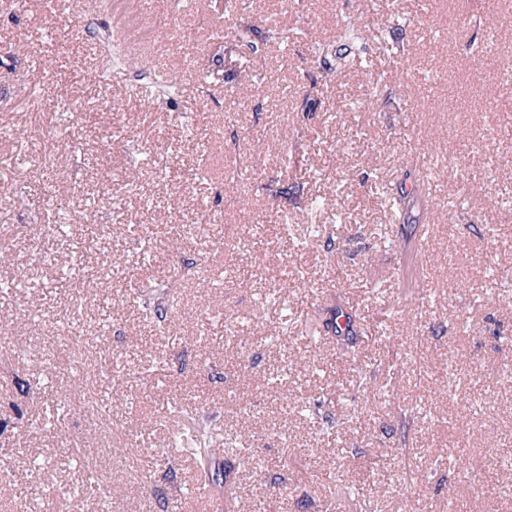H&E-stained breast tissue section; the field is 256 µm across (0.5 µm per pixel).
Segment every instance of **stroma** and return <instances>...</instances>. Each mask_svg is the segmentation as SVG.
I'll return each mask as SVG.
<instances>
[{
    "mask_svg": "<svg viewBox=\"0 0 512 512\" xmlns=\"http://www.w3.org/2000/svg\"><path fill=\"white\" fill-rule=\"evenodd\" d=\"M248 3L160 0L157 33L143 0H0V279L15 284L0 292V512H65L83 467L104 482L85 512H218L165 439L175 399L212 415L225 457L264 459H241L235 512H512V278L497 276L512 270V112L495 107L512 98V0ZM343 13L373 66L321 84L313 45L339 46ZM239 24L305 36L268 41L252 68L215 61ZM109 47L125 65L103 85ZM160 67L181 96L137 97ZM131 140L148 166L130 167ZM379 182L410 196L403 219ZM187 262L171 330L141 321L140 282ZM284 277L294 288L265 304ZM339 309L356 317L353 358L310 337ZM445 375L456 396L431 398ZM317 401L330 425L305 415ZM346 483L359 496L342 499Z\"/></svg>",
    "mask_w": 512,
    "mask_h": 512,
    "instance_id": "obj_1",
    "label": "stroma"
}]
</instances>
